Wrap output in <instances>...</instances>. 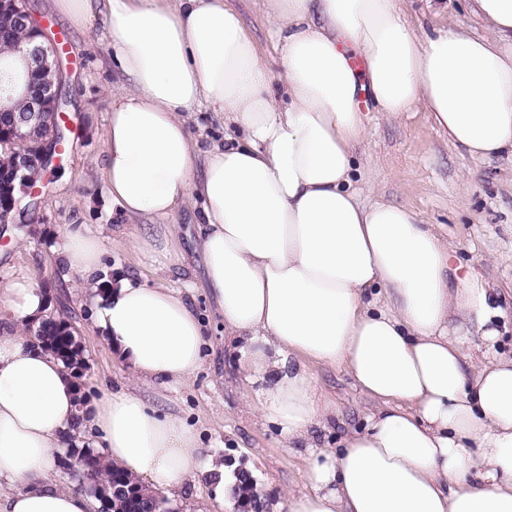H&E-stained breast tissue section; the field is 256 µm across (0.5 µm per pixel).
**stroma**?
<instances>
[{"mask_svg": "<svg viewBox=\"0 0 512 512\" xmlns=\"http://www.w3.org/2000/svg\"><path fill=\"white\" fill-rule=\"evenodd\" d=\"M237 9L256 48L276 56L267 20V0H227ZM42 22L57 33L71 70L66 106L68 146L60 167L39 190L40 209L30 235L6 232L0 224V279L34 275L56 316L69 320L82 343V378L89 398L107 391L134 389L127 367L95 330L91 294L73 288V279L55 263L53 250L70 227L84 225L103 241L112 267L133 276L159 274L184 289L205 330L204 360L189 381L145 388L149 403L170 410L199 432L203 458L231 470H245L262 492L263 512H281L285 494L308 490L305 448L284 444L273 425L259 415L261 385L247 381L241 355L224 336L204 281L203 260L195 247L197 226L191 210L176 218L184 263L159 265L158 257L129 248L126 220L106 188L102 134L112 110V88L120 71L109 54L103 21L79 32L65 25L50 6L37 0ZM361 179L374 196L415 211L455 249L463 263L475 265L502 291L505 311L496 343L499 355H512V157L490 161L471 158L449 143L428 112L390 117L370 113L359 155ZM317 390L331 410L311 433L321 447H335L350 431L364 426L372 409L339 368H310Z\"/></svg>", "mask_w": 512, "mask_h": 512, "instance_id": "stroma-1", "label": "stroma"}]
</instances>
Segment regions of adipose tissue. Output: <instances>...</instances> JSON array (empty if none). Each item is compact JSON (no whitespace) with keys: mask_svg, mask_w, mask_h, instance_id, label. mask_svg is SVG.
I'll use <instances>...</instances> for the list:
<instances>
[{"mask_svg":"<svg viewBox=\"0 0 512 512\" xmlns=\"http://www.w3.org/2000/svg\"><path fill=\"white\" fill-rule=\"evenodd\" d=\"M402 0H268L270 61L225 0H52L75 30L104 17L125 80L103 133L108 191L130 247L177 258L175 215L199 211L198 248L224 333L263 383V417L288 443L329 408L310 365L343 368L375 406L338 448L310 445L309 493L287 512H512V357L495 350L499 294L413 210L362 203L355 186L375 111L429 112L478 160L512 156V0H469L485 37L451 23L423 35ZM207 108L223 142L188 131ZM57 262L93 293V322L135 382L182 384L204 358L183 292L119 272L102 281L98 236L67 231ZM27 275L0 280V512H99L63 487L71 448L172 499L210 475L215 500L238 480L197 452V434L130 391L76 405L60 359L28 333L51 317ZM479 336L484 362L463 345Z\"/></svg>","mask_w":512,"mask_h":512,"instance_id":"ef3b65f1","label":"adipose tissue"}]
</instances>
